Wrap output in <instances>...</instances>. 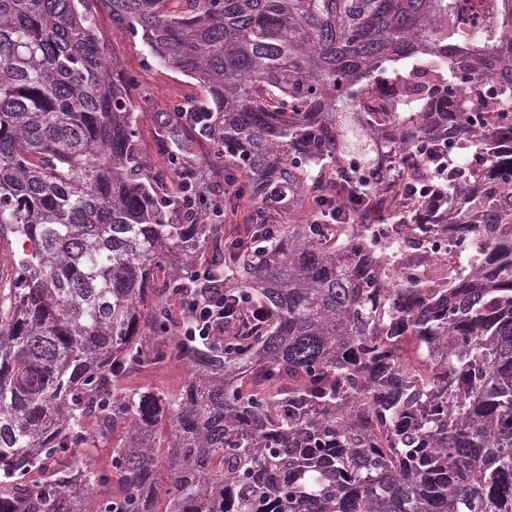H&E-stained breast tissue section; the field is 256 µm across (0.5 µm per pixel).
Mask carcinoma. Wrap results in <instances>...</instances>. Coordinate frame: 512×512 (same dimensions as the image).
<instances>
[{"label":"carcinoma","instance_id":"1","mask_svg":"<svg viewBox=\"0 0 512 512\" xmlns=\"http://www.w3.org/2000/svg\"><path fill=\"white\" fill-rule=\"evenodd\" d=\"M94 2L202 90L156 113L162 172ZM363 196L353 223L262 227ZM382 212L469 265L389 266ZM9 232L0 512H88L92 416L124 430L98 512H512V0H0ZM201 253L261 312L205 346L173 314ZM172 355L178 394L123 386ZM460 265L459 258H457L448 245L442 249L439 248L434 254H430L429 259L418 265L419 274L426 278L431 279L443 284H448V277L453 269Z\"/></svg>","mask_w":512,"mask_h":512}]
</instances>
